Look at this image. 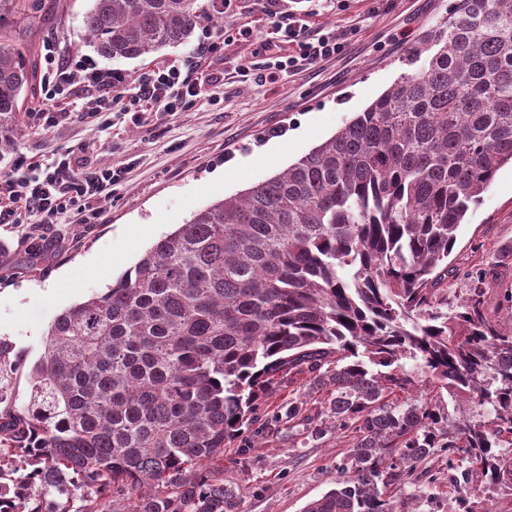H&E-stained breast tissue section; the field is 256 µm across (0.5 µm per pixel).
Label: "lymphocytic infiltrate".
<instances>
[{"label":"lymphocytic infiltrate","mask_w":512,"mask_h":512,"mask_svg":"<svg viewBox=\"0 0 512 512\" xmlns=\"http://www.w3.org/2000/svg\"><path fill=\"white\" fill-rule=\"evenodd\" d=\"M274 27L288 52L276 57L268 67L264 79L272 84L283 74H295L335 59L346 47L339 33H310L306 23L299 19L278 21ZM44 50L46 72L34 117L45 132L75 116L96 121L108 129L113 115H139L147 104L173 119L198 95L196 86L177 65L131 80L120 72L99 68L92 57L64 54L61 45L50 43ZM80 86L86 90L83 101L73 102L67 110L60 108V100L72 99ZM122 178V170L95 164L73 172L71 159L66 155L54 154L35 161L19 152L9 170L0 172V217L24 214L37 217L42 224H59L75 212L81 214L83 223L94 224L99 219L95 200L101 199L103 192Z\"/></svg>","instance_id":"1"}]
</instances>
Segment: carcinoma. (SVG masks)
<instances>
[{"label":"carcinoma","instance_id":"carcinoma-1","mask_svg":"<svg viewBox=\"0 0 512 512\" xmlns=\"http://www.w3.org/2000/svg\"><path fill=\"white\" fill-rule=\"evenodd\" d=\"M198 0H93L88 46L110 59L187 44ZM394 83L279 174L212 203L104 291L50 323L28 401L0 389V512H238L224 448L258 402L305 374L327 393L265 427L316 418L352 434L335 487L303 512H395L389 486L439 449L512 477V327L484 290L448 310L456 231L512 163V0H457ZM37 75L0 33V153ZM0 340V379L22 368ZM414 361L432 384L415 396ZM490 406L448 428L443 394Z\"/></svg>","mask_w":512,"mask_h":512}]
</instances>
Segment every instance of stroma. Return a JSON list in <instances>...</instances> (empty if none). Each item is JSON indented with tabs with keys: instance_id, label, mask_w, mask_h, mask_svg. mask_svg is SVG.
Returning <instances> with one entry per match:
<instances>
[{
	"instance_id": "stroma-1",
	"label": "stroma",
	"mask_w": 512,
	"mask_h": 512,
	"mask_svg": "<svg viewBox=\"0 0 512 512\" xmlns=\"http://www.w3.org/2000/svg\"><path fill=\"white\" fill-rule=\"evenodd\" d=\"M33 20L18 29L34 51L57 41L90 54L82 19L91 0H27ZM454 0H280L279 11L305 20L310 31L340 28L346 50L282 81L263 75L264 45L276 36L262 0H231L216 33L221 52L191 67L199 96L178 117L146 114L104 131L75 119L51 132L35 126L27 98L15 147L37 158L53 153L124 169L100 204L95 224L0 223V339L36 360L51 320L102 292L151 245L198 209L257 184L330 138L405 70L411 43L450 14ZM251 29L248 38L238 30ZM191 45L165 48L146 59L99 58L105 69L138 78L163 65H180ZM440 294L456 303L488 268V315L501 325L512 293V167L504 166L467 222L459 225ZM250 450L224 452V482L239 488V512H303L334 487L350 438L329 432L312 441L289 439L287 427L262 435L246 431ZM448 460L435 454L390 488L397 512H512V481L473 479L460 493Z\"/></svg>"
}]
</instances>
